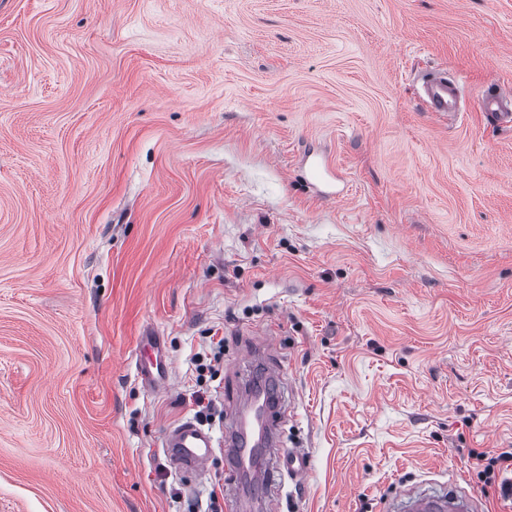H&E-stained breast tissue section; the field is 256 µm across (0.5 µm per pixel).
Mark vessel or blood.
I'll return each instance as SVG.
<instances>
[{
	"mask_svg": "<svg viewBox=\"0 0 512 512\" xmlns=\"http://www.w3.org/2000/svg\"><path fill=\"white\" fill-rule=\"evenodd\" d=\"M505 90L482 93L478 99L482 111L495 120L512 124V113L506 108ZM424 104L427 111L443 115L458 112V94L450 87L447 78L427 82ZM168 365L163 360H152L148 353H141L138 372L142 383L155 387L163 379ZM262 386L264 396L252 403L245 412L229 418L224 425V442L216 444L213 435L197 423L187 420L172 428L165 437L164 448L170 460L185 471L204 467L214 456L216 447H223L230 466L240 474H252V493L263 497L272 484L274 473L282 472L295 478H304L310 469V458L299 451H283L278 420L287 408L281 395V377L266 373ZM387 512H478L473 499L460 493L456 483L393 499L386 506Z\"/></svg>",
	"mask_w": 512,
	"mask_h": 512,
	"instance_id": "1",
	"label": "vessel or blood"
}]
</instances>
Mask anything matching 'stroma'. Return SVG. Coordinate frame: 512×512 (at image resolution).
I'll return each mask as SVG.
<instances>
[{"label":"stroma","mask_w":512,"mask_h":512,"mask_svg":"<svg viewBox=\"0 0 512 512\" xmlns=\"http://www.w3.org/2000/svg\"><path fill=\"white\" fill-rule=\"evenodd\" d=\"M458 80L453 118L421 74ZM512 0H0V512H233L222 439L270 338L272 512H383L512 452ZM325 160L339 196L309 167ZM160 337L168 384L138 355ZM224 341L214 377L194 357ZM511 98V92L507 93L504 89H499L496 93H482L478 99L479 106L483 112L495 120H502L508 125L512 124V114L507 112V99ZM168 370V364L159 357L153 363L152 358L146 351H142L138 363V372L142 383L153 388L163 379ZM217 447H222L221 442L216 443L209 431L190 420L172 428L164 444L170 460L185 471H198L204 467L213 458Z\"/></svg>","instance_id":"stroma-1"}]
</instances>
